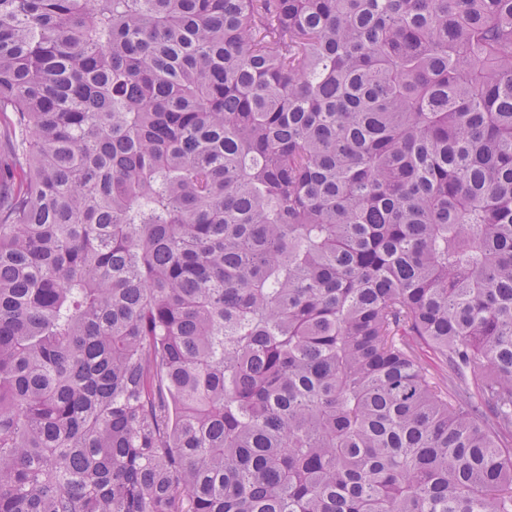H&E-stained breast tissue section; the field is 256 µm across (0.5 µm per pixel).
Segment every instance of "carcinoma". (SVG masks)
I'll return each mask as SVG.
<instances>
[{"label":"carcinoma","mask_w":512,"mask_h":512,"mask_svg":"<svg viewBox=\"0 0 512 512\" xmlns=\"http://www.w3.org/2000/svg\"><path fill=\"white\" fill-rule=\"evenodd\" d=\"M2 115L0 512H512V0H0Z\"/></svg>","instance_id":"obj_1"}]
</instances>
